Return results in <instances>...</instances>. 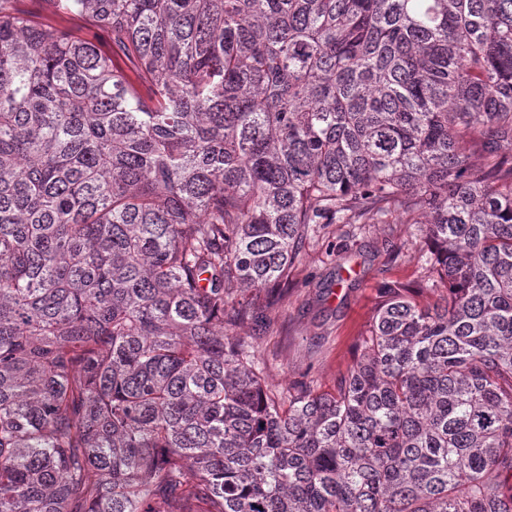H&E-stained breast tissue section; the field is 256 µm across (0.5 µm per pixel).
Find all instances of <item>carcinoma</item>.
I'll use <instances>...</instances> for the list:
<instances>
[{
  "label": "carcinoma",
  "instance_id": "cac0c4a2",
  "mask_svg": "<svg viewBox=\"0 0 512 512\" xmlns=\"http://www.w3.org/2000/svg\"><path fill=\"white\" fill-rule=\"evenodd\" d=\"M53 2L0 0V512H512V0ZM404 215L428 278L270 389L238 289Z\"/></svg>",
  "mask_w": 512,
  "mask_h": 512
}]
</instances>
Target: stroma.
I'll return each mask as SVG.
<instances>
[{"mask_svg":"<svg viewBox=\"0 0 512 512\" xmlns=\"http://www.w3.org/2000/svg\"><path fill=\"white\" fill-rule=\"evenodd\" d=\"M414 225L328 224L304 237L280 301L238 328L266 362L274 389L306 380L325 390L355 361L383 284L420 280L426 269Z\"/></svg>","mask_w":512,"mask_h":512,"instance_id":"stroma-1","label":"stroma"}]
</instances>
